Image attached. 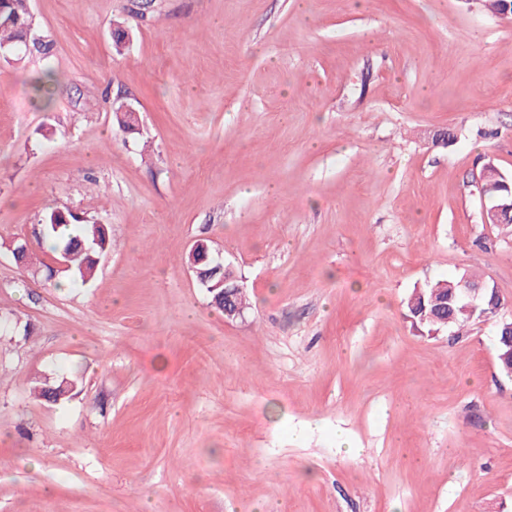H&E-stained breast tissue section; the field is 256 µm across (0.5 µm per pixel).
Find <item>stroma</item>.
<instances>
[{"label":"stroma","instance_id":"35a3bbf8","mask_svg":"<svg viewBox=\"0 0 512 512\" xmlns=\"http://www.w3.org/2000/svg\"><path fill=\"white\" fill-rule=\"evenodd\" d=\"M31 8L50 54L0 61V512H512L494 321L431 335L404 307L475 271L512 319V236L474 184L512 176V21L481 0ZM51 208L108 225L89 283L45 281ZM198 240L241 318L190 269ZM73 376L58 403L32 391ZM210 251L211 250H210L208 244L204 243L203 241H197L193 245V247L190 251L191 260H192L191 268L193 269L194 272H196L195 267L197 269H202V270H206V269L210 268L208 261H202L201 263L196 265L197 263L195 260V256L198 254V252H202L204 256H208L209 253L210 254L212 253L211 255L220 262L219 268H220V270H223V272H224V276L222 277L224 285H221V286L217 285L218 282L220 281V278L222 275L220 273V274L216 275L214 278L210 279L204 287L207 289V291L211 295L212 303L217 308L221 306L220 298L223 299L224 305H223V309H221V311L224 313V317L227 319H235L243 314V309L241 307L246 309V304H247L246 303V301H247L246 295L244 293L243 288L238 290L239 287L236 285L227 286V287L225 286L230 280L228 277V273L230 271H232V269L229 265H226L224 263L221 255L219 253H213ZM190 254L188 257L189 263H190ZM208 288H224V289L222 290L221 297L219 298V296H216V294L220 292V289H217L215 291H210ZM237 291H238V295L236 298Z\"/></svg>","mask_w":512,"mask_h":512}]
</instances>
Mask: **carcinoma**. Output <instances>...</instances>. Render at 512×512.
<instances>
[{"label":"carcinoma","mask_w":512,"mask_h":512,"mask_svg":"<svg viewBox=\"0 0 512 512\" xmlns=\"http://www.w3.org/2000/svg\"><path fill=\"white\" fill-rule=\"evenodd\" d=\"M32 23L28 0H0V51L13 61L27 54H46L50 43H35L28 39ZM56 78L46 72L35 82V91L43 103L53 95ZM487 207L500 206L512 200V182L499 178L489 182L484 190ZM39 236L52 242L51 251L65 255L67 271L83 283L88 282L95 270L97 259L111 246L107 225L90 221L69 209L52 208L45 211L38 222ZM461 277L438 280L414 289L405 299L407 317L412 324L428 330L453 329L462 331L479 318L466 308L465 301L457 298V284ZM482 308L486 316L498 315L501 299L493 290L485 289L481 294ZM75 386V381L63 379L59 382H44L38 388V397L57 402Z\"/></svg>","instance_id":"obj_1"}]
</instances>
